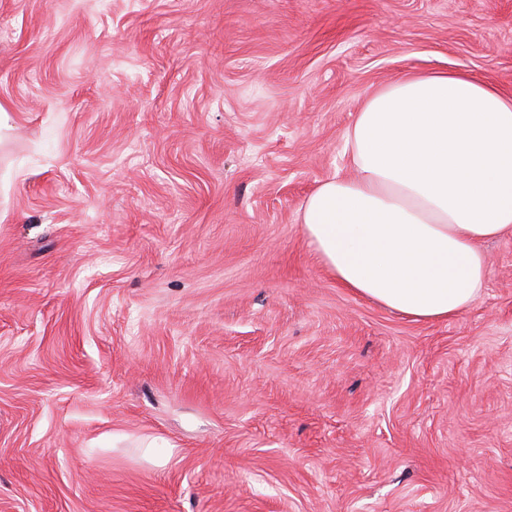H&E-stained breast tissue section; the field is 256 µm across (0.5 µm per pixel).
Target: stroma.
I'll list each match as a JSON object with an SVG mask.
<instances>
[{"instance_id":"stroma-1","label":"stroma","mask_w":512,"mask_h":512,"mask_svg":"<svg viewBox=\"0 0 512 512\" xmlns=\"http://www.w3.org/2000/svg\"><path fill=\"white\" fill-rule=\"evenodd\" d=\"M512 0H0V512H512V235L415 321L299 222Z\"/></svg>"}]
</instances>
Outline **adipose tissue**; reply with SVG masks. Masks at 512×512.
Listing matches in <instances>:
<instances>
[{
    "instance_id": "ef3b65f1",
    "label": "adipose tissue",
    "mask_w": 512,
    "mask_h": 512,
    "mask_svg": "<svg viewBox=\"0 0 512 512\" xmlns=\"http://www.w3.org/2000/svg\"><path fill=\"white\" fill-rule=\"evenodd\" d=\"M355 176H331L300 220L337 281L414 320L482 293L485 242L512 232V95L466 72L407 74L345 134Z\"/></svg>"
}]
</instances>
